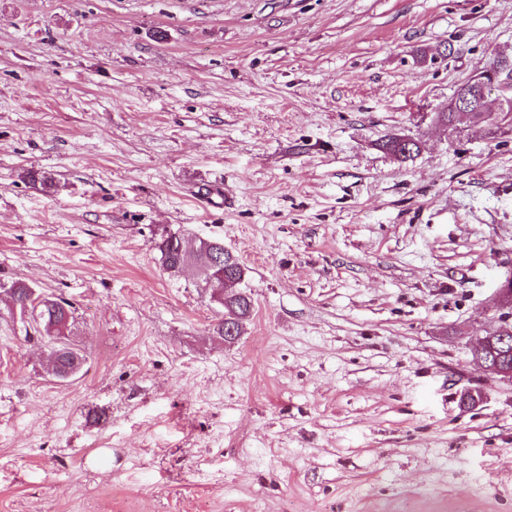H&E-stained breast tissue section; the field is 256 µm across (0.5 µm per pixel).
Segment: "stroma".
Returning <instances> with one entry per match:
<instances>
[{
    "label": "stroma",
    "instance_id": "stroma-1",
    "mask_svg": "<svg viewBox=\"0 0 512 512\" xmlns=\"http://www.w3.org/2000/svg\"><path fill=\"white\" fill-rule=\"evenodd\" d=\"M502 51L512 0H0V291L72 302L86 357L56 380L0 301V512H512V385L471 353L512 115L440 120ZM174 233L243 265L235 344ZM157 249L160 252L162 265L172 273H180L183 270L180 267L181 256L179 253L178 242H174L169 235L161 238L157 243Z\"/></svg>",
    "mask_w": 512,
    "mask_h": 512
}]
</instances>
